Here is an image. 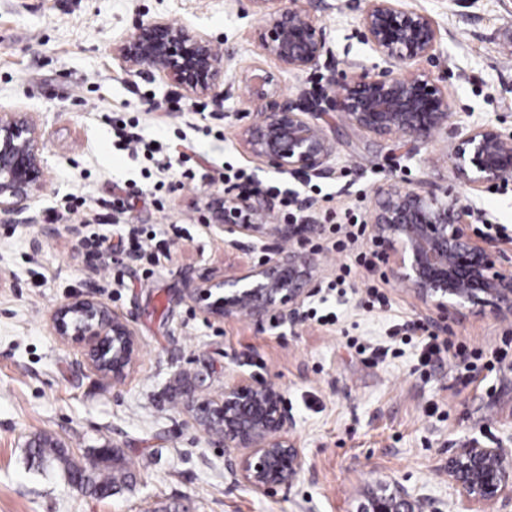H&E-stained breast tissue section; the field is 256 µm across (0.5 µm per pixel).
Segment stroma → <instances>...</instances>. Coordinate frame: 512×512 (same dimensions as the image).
Wrapping results in <instances>:
<instances>
[{
    "instance_id": "1",
    "label": "stroma",
    "mask_w": 512,
    "mask_h": 512,
    "mask_svg": "<svg viewBox=\"0 0 512 512\" xmlns=\"http://www.w3.org/2000/svg\"><path fill=\"white\" fill-rule=\"evenodd\" d=\"M318 10L339 69L371 67L358 37L363 0H329ZM429 15L441 34L435 75L451 101L448 134L411 160L390 154L385 141L335 117L336 175L319 180L312 208L297 216L275 208L280 224H314L295 240L308 251L323 244L317 226L325 212L368 213L386 174L406 186L447 189L472 204L476 222L512 258V181L473 194L449 168L451 137L476 121L512 135V0H405ZM165 19L206 35L227 58L228 71L256 65L276 70L254 41L261 20L248 0H0V110L31 113L42 132L48 174L31 203L38 224L10 223L0 215V512H358L368 498L403 490L412 512H466L448 478V459L479 442L512 458V363L477 371L461 386L464 365L444 360L427 371L418 344L403 356L359 354L348 337L386 345L390 326L430 318L401 284L380 280L391 301L368 314L354 297L333 289L339 255L325 254L318 293L296 322L271 316L255 322L240 314L206 317L189 297L200 276H231L268 259L261 246L238 251L208 226L206 204L223 194L224 165L251 172L256 183L285 182L305 190L303 177L280 174L244 151L240 135L258 107L233 98L223 107L178 100L158 73L125 71L112 46L134 21ZM138 120L150 138H190L208 162L180 184L156 161L112 145L110 112ZM135 193L124 213L110 210L114 183ZM162 191H154L156 183ZM69 195L85 197L70 221L119 243L126 225L176 236L169 258L144 273L113 252L90 264L82 237L49 219ZM93 293L137 333L134 367L113 382L90 368L83 351L62 344L52 310L74 294ZM337 314L319 325L311 312ZM454 336L489 348L512 334V320L476 307L448 321ZM267 380L285 395L293 421L288 436L303 468L273 494L235 482L224 450L186 408L189 394L215 397L228 380ZM50 437L71 459L87 463L95 449L118 447L135 480L120 493L92 498L68 481L59 462L32 463L28 444Z\"/></svg>"
}]
</instances>
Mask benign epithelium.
Instances as JSON below:
<instances>
[{"instance_id": "obj_1", "label": "benign epithelium", "mask_w": 512, "mask_h": 512, "mask_svg": "<svg viewBox=\"0 0 512 512\" xmlns=\"http://www.w3.org/2000/svg\"><path fill=\"white\" fill-rule=\"evenodd\" d=\"M262 19L255 41L280 72L314 75L331 54L324 28L306 0H249ZM363 42L377 57L372 75L356 68L295 95L280 88L279 72L260 66L227 74L224 56L209 38L186 24L155 19L139 22L113 47L129 72L148 66L184 99H253L260 112L243 129L246 148L267 166L297 176L331 179L336 147L318 116L341 114L374 136L401 144L407 157L448 129V91L430 66L437 59L440 33L427 14L403 0H366L359 18ZM42 133L26 112H0V214L16 224H35L30 202L48 171ZM454 178L474 192L512 178V136L490 122L473 123L448 154ZM211 227L232 248L262 230L273 257L238 274L200 277L190 297L216 318L246 313L261 322L276 312L295 322L305 300L319 288L321 260L315 252L285 246L309 224H274V206L259 188L226 190L207 203ZM473 209L448 190L405 187L392 175L375 191L367 214L372 240L388 266L387 278L406 285L440 321L456 318L468 306L490 307L512 318V264L496 257L491 245L470 234ZM56 336L83 346L91 368L114 381L133 366L137 347L131 324L95 295H77L50 315ZM196 422L214 432L235 481L259 492L288 486L302 460L288 439L292 424L285 397L274 385L251 377L224 384L215 398L189 396ZM448 479L462 499L485 508L512 499V462L499 448L471 446L448 459ZM358 512H410L403 493L376 496Z\"/></svg>"}]
</instances>
